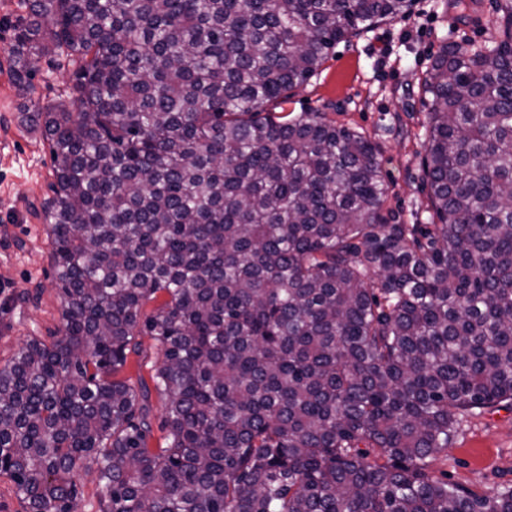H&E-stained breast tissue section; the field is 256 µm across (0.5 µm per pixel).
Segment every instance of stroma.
Here are the masks:
<instances>
[{
  "instance_id": "1",
  "label": "stroma",
  "mask_w": 512,
  "mask_h": 512,
  "mask_svg": "<svg viewBox=\"0 0 512 512\" xmlns=\"http://www.w3.org/2000/svg\"><path fill=\"white\" fill-rule=\"evenodd\" d=\"M495 0H417L407 17L370 28L330 51L319 74L288 92L281 112H323L370 135L389 185L385 212L399 224H425L421 183L426 112L420 79L442 42H480L491 32ZM24 0H0V368L32 337L56 335L53 283L42 210L54 180L49 144L19 122L21 99L5 52ZM70 71L41 60L33 79L41 105L66 107ZM450 483L485 494L512 486V406L462 416L448 449L431 465Z\"/></svg>"
}]
</instances>
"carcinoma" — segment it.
<instances>
[{"instance_id": "obj_1", "label": "carcinoma", "mask_w": 512, "mask_h": 512, "mask_svg": "<svg viewBox=\"0 0 512 512\" xmlns=\"http://www.w3.org/2000/svg\"><path fill=\"white\" fill-rule=\"evenodd\" d=\"M415 0H27L9 61L54 162L60 336L0 369L27 512H512L431 463L512 405V0L421 84L428 224H390L379 145L270 106ZM64 57L75 110L35 102ZM165 295L148 312L146 305ZM150 337L165 399L119 377ZM96 468L92 458L78 460L75 464L73 473L81 491L78 512H100L99 502L105 496L106 490L98 483Z\"/></svg>"}]
</instances>
